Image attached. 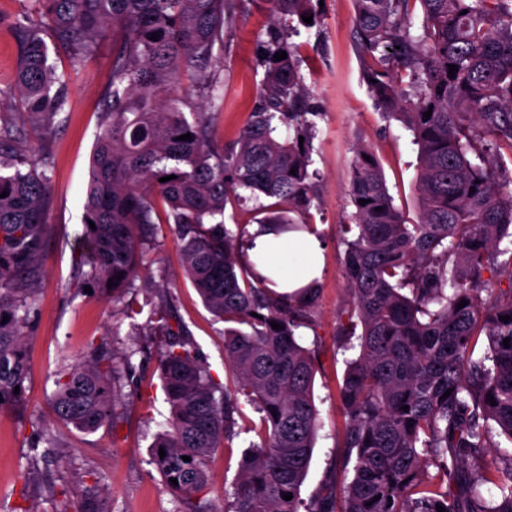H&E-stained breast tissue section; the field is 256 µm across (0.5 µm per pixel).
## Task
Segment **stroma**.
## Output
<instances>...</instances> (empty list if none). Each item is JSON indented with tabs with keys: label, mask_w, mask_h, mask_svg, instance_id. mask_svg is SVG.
Listing matches in <instances>:
<instances>
[{
	"label": "stroma",
	"mask_w": 512,
	"mask_h": 512,
	"mask_svg": "<svg viewBox=\"0 0 512 512\" xmlns=\"http://www.w3.org/2000/svg\"><path fill=\"white\" fill-rule=\"evenodd\" d=\"M320 20L298 28L289 41L302 57L301 73L320 112L313 140L317 172L312 212L323 240L321 300L300 328L302 344L314 351L318 370L314 398L321 427L306 481L303 500H310L325 475L349 481L342 434L345 415L339 400L346 361L339 312L348 301L344 272L345 246L338 230L349 213L350 162L357 143L370 144L377 154L394 205L409 222L419 213L414 187L418 177L417 147L402 123L386 117L363 79V62L355 50L352 0H323ZM33 0H0V111L24 131L28 146L49 152L52 237L47 246V271L39 285V305L26 338L30 375L23 399L0 411V512H64L69 503L62 485L77 481L99 484L112 512H192L177 498L150 463L155 435L166 429L170 406L161 389L159 355L167 339L149 332L150 309L162 295L175 298V314L189 330L197 354L216 383L227 384L224 325L203 306L183 270L178 243L169 225L156 227L151 265L137 278L128 300L143 304L136 319H128L111 296L78 290L76 261L89 249L82 237L83 198L87 168L100 131L101 103L112 70V42L72 68L66 50L48 41V62L69 84L70 95L61 122L50 133H36L11 94L21 52L18 26L36 14ZM269 23L260 0H236L224 32V69L216 93L224 106L215 124L217 142L237 138L249 120L263 78L257 62V41ZM107 343L119 352L133 351L139 380L135 393H117L121 421L85 433L53 415L51 397L57 372L85 355L90 343ZM232 447L218 449L208 464L210 480L202 493L211 512H222L233 491L241 452L259 437L251 425L258 415L242 404ZM54 437L56 460L45 463L30 447L33 427Z\"/></svg>",
	"instance_id": "35a3bbf8"
}]
</instances>
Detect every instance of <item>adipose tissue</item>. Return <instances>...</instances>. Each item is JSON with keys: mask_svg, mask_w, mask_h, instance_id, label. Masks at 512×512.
<instances>
[{"mask_svg": "<svg viewBox=\"0 0 512 512\" xmlns=\"http://www.w3.org/2000/svg\"><path fill=\"white\" fill-rule=\"evenodd\" d=\"M322 241L310 232H281L271 228L256 234L246 259L281 293L311 286L322 277Z\"/></svg>", "mask_w": 512, "mask_h": 512, "instance_id": "ef3b65f1", "label": "adipose tissue"}]
</instances>
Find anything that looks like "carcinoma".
<instances>
[{
	"instance_id": "carcinoma-1",
	"label": "carcinoma",
	"mask_w": 512,
	"mask_h": 512,
	"mask_svg": "<svg viewBox=\"0 0 512 512\" xmlns=\"http://www.w3.org/2000/svg\"><path fill=\"white\" fill-rule=\"evenodd\" d=\"M261 2L271 19L261 40L264 74L250 120L233 142H214V113L197 104L220 83L229 0H38L37 22L21 27L15 87L29 121L51 131L68 87L48 65L42 35L64 46L77 68L112 31L110 91L83 204L90 253L79 259L81 286L115 300L133 287L150 265L153 214L162 202L187 278L228 324L224 357L232 380L218 387L186 328L170 322L167 307L155 310L168 337L159 368L171 415L152 444L151 464L176 496L203 492L206 459L232 447L243 397L260 414L261 442L243 450L224 512H300L320 421L314 354L296 330L319 304L321 285L294 295L268 288L241 260L246 226L233 231L220 220L227 206L263 197L272 203L260 206L258 223L315 230L310 117L320 112L288 38L290 20L315 22L318 11L313 0ZM353 3L369 92L418 146L419 217L407 223L372 148L356 145L351 212L341 224L349 300L340 318L343 335L358 327L361 333L339 388L353 475L341 494L325 482L307 512H437L438 505L445 512H512V292L495 296L491 288L496 276L512 282V193L501 186L502 151L512 152V0ZM280 51L287 58L277 61ZM451 65L458 68L453 78ZM280 125L293 137H276ZM187 133L192 140L179 139ZM19 138L0 126V194L7 193L0 197V319L8 317L0 323V409L26 390L25 336L53 230L51 156L31 158ZM110 281L116 286L107 287ZM506 315L511 320H499ZM481 335L488 348L476 357ZM134 372L130 356L90 345L87 356L56 375L57 419L86 433L117 427L115 392ZM489 453L505 463L497 477L480 466ZM430 466L435 487L426 481ZM485 484L496 487L494 499L481 491ZM74 493V512H112L101 490L78 485Z\"/></svg>"
}]
</instances>
